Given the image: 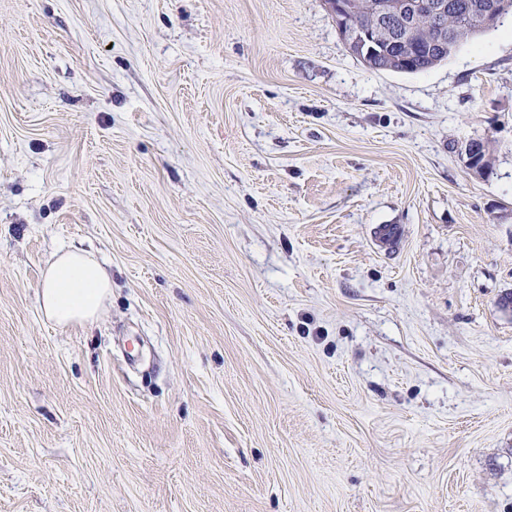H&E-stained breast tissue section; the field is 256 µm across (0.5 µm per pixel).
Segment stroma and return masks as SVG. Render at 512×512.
<instances>
[{
    "mask_svg": "<svg viewBox=\"0 0 512 512\" xmlns=\"http://www.w3.org/2000/svg\"><path fill=\"white\" fill-rule=\"evenodd\" d=\"M510 291L511 16L397 74L323 0H0V512H512ZM484 142L483 138H472L468 140L461 148V157L464 162V166L471 171L477 169L476 161L479 158L483 172L481 175L492 173L493 170V158L490 152L489 141H485L484 153H481L479 157L478 146ZM112 294V279L90 252L71 248L55 253L45 269L38 302L61 326L95 320Z\"/></svg>",
    "mask_w": 512,
    "mask_h": 512,
    "instance_id": "obj_1",
    "label": "stroma"
}]
</instances>
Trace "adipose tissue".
Here are the masks:
<instances>
[{
	"label": "adipose tissue",
	"instance_id": "ef3b65f1",
	"mask_svg": "<svg viewBox=\"0 0 512 512\" xmlns=\"http://www.w3.org/2000/svg\"><path fill=\"white\" fill-rule=\"evenodd\" d=\"M112 294V279L90 252L71 248L55 254L45 269L38 302L61 326L94 321Z\"/></svg>",
	"mask_w": 512,
	"mask_h": 512
}]
</instances>
